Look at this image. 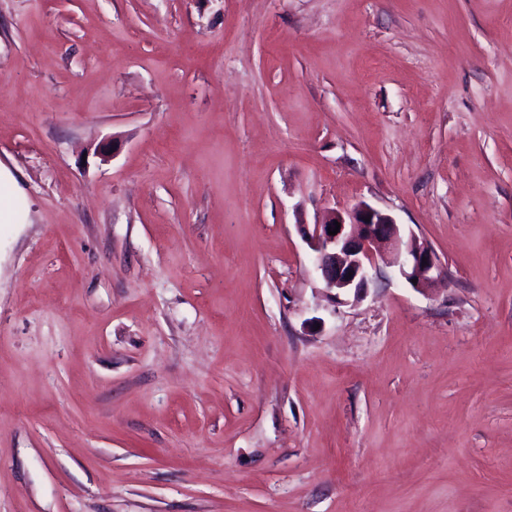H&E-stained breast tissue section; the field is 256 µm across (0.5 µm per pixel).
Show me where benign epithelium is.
<instances>
[{
	"label": "benign epithelium",
	"instance_id": "7a95c632",
	"mask_svg": "<svg viewBox=\"0 0 512 512\" xmlns=\"http://www.w3.org/2000/svg\"><path fill=\"white\" fill-rule=\"evenodd\" d=\"M336 222L340 223L339 232L328 234V227ZM298 227L314 252L324 288L336 304H356L365 297L377 258L384 254L393 257L398 275L417 291L424 292L448 277L447 266L429 243L405 235L391 215L366 202L346 214L333 211L321 223H300Z\"/></svg>",
	"mask_w": 512,
	"mask_h": 512
}]
</instances>
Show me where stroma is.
<instances>
[{"label":"stroma","mask_w":512,"mask_h":512,"mask_svg":"<svg viewBox=\"0 0 512 512\" xmlns=\"http://www.w3.org/2000/svg\"><path fill=\"white\" fill-rule=\"evenodd\" d=\"M0 163V512H512V0H0ZM31 201L19 186L13 172L0 168V223L26 224L31 211ZM365 217H370L365 222ZM340 223L336 235L328 234ZM302 237L314 252V264L335 304L351 305L362 300L376 269L377 258L393 257L398 275L412 288L425 292L435 282L448 277V269L426 241L406 236L401 224L366 202L359 203L345 215L333 211L318 224L298 223ZM427 258V262L423 261ZM352 272V275H349ZM412 279H417L413 284Z\"/></svg>","instance_id":"35a3bbf8"}]
</instances>
